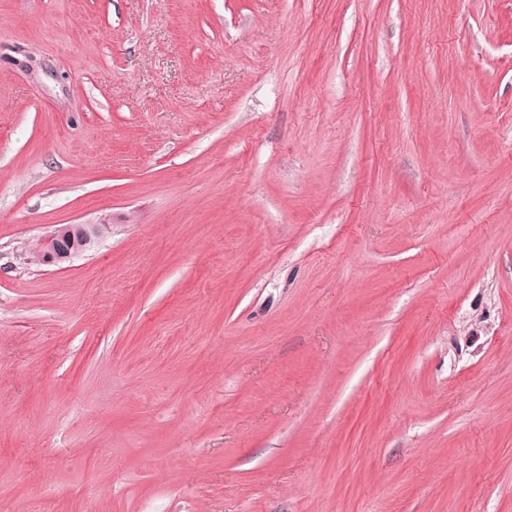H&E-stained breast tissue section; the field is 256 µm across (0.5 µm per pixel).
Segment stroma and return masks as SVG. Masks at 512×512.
<instances>
[{
  "mask_svg": "<svg viewBox=\"0 0 512 512\" xmlns=\"http://www.w3.org/2000/svg\"><path fill=\"white\" fill-rule=\"evenodd\" d=\"M43 507L512 512V0H0V512ZM104 229L105 224H62L30 241L28 253L41 264L60 265L91 248Z\"/></svg>",
  "mask_w": 512,
  "mask_h": 512,
  "instance_id": "stroma-1",
  "label": "stroma"
}]
</instances>
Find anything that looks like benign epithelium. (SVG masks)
Here are the masks:
<instances>
[{
	"label": "benign epithelium",
	"mask_w": 512,
	"mask_h": 512,
	"mask_svg": "<svg viewBox=\"0 0 512 512\" xmlns=\"http://www.w3.org/2000/svg\"><path fill=\"white\" fill-rule=\"evenodd\" d=\"M107 228L105 224H62L28 244V253L45 265H60L91 248Z\"/></svg>",
	"instance_id": "benign-epithelium-1"
}]
</instances>
